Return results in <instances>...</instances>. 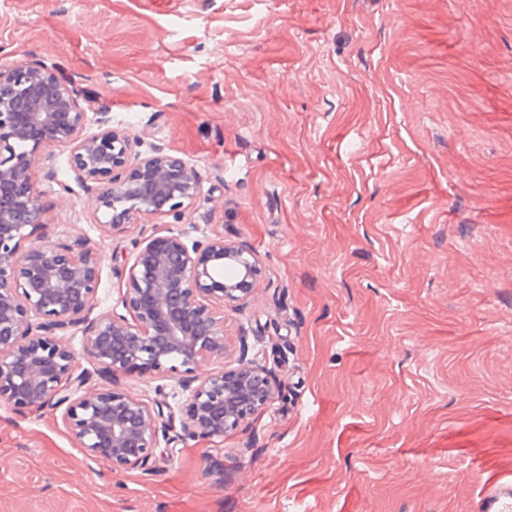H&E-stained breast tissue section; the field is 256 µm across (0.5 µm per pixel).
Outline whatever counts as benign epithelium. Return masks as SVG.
Here are the masks:
<instances>
[{"label": "benign epithelium", "mask_w": 512, "mask_h": 512, "mask_svg": "<svg viewBox=\"0 0 512 512\" xmlns=\"http://www.w3.org/2000/svg\"><path fill=\"white\" fill-rule=\"evenodd\" d=\"M86 133L87 112L73 86L41 63L0 71V402L17 409L63 405L64 420L86 455L112 472L156 471L170 433L222 437L269 407L282 383L241 339L237 364L202 378L205 360L226 354L216 307L244 303L262 276L247 245L222 236L187 244L172 231L147 238L123 263L119 303L94 320L101 284L98 249L83 237L70 244L25 245L49 223L34 182L51 146L70 149L80 184L98 187L96 213L106 237L149 218L179 220L202 194L197 170L151 145L132 151L129 135L109 126ZM84 352L117 377L131 372L188 373L178 409L121 389L96 388L76 372L67 332L82 324Z\"/></svg>", "instance_id": "obj_1"}]
</instances>
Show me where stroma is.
<instances>
[{
    "label": "stroma",
    "mask_w": 512,
    "mask_h": 512,
    "mask_svg": "<svg viewBox=\"0 0 512 512\" xmlns=\"http://www.w3.org/2000/svg\"><path fill=\"white\" fill-rule=\"evenodd\" d=\"M21 61L203 185L110 241L49 148L30 244H97L100 315L140 240L246 243L263 276L224 341L284 389L150 476L88 457L63 407L0 403V512H478L512 473V0H0V69ZM68 342L96 386L187 398Z\"/></svg>",
    "instance_id": "1"
}]
</instances>
